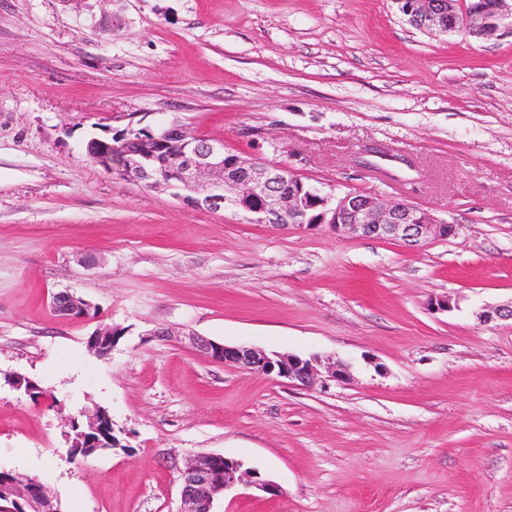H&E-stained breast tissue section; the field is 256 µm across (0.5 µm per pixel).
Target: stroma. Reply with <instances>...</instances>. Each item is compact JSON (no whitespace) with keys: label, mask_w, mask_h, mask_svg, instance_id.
Masks as SVG:
<instances>
[{"label":"stroma","mask_w":512,"mask_h":512,"mask_svg":"<svg viewBox=\"0 0 512 512\" xmlns=\"http://www.w3.org/2000/svg\"><path fill=\"white\" fill-rule=\"evenodd\" d=\"M116 112L456 231L412 251L194 208L88 157ZM61 291L90 317L56 315ZM509 301L512 32L431 35L396 0H0V470L62 512H178L197 453L280 488L217 512H512V324L478 318ZM184 333L354 379L301 389ZM97 406L121 445L70 460L69 420Z\"/></svg>","instance_id":"stroma-1"}]
</instances>
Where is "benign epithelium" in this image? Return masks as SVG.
Returning a JSON list of instances; mask_svg holds the SVG:
<instances>
[{
  "mask_svg": "<svg viewBox=\"0 0 512 512\" xmlns=\"http://www.w3.org/2000/svg\"><path fill=\"white\" fill-rule=\"evenodd\" d=\"M407 24L424 32L443 35L464 33L478 39H491L503 28L512 29V0L485 3L465 0H396ZM133 123L112 135L109 150L98 151L103 141L89 140L88 155L106 170L151 187L177 190L176 196L188 204L213 212L232 211L275 228L313 230L326 226L336 235L395 240L410 249L429 241L447 238L455 226L437 220L428 210L402 200H385L377 195L341 196L325 187L301 180H288L279 167L257 158L229 157L220 138L191 137L175 120H162L151 137H132ZM55 312L68 320L89 315L91 305L69 293L54 297ZM480 321H512V303L479 314ZM191 347L205 358L253 374H274L288 383L309 387L316 382L346 383L351 380L350 365L333 357L302 358L290 353H268L249 346H227L199 336H186ZM117 337L111 327L90 337L91 349L110 354ZM86 420L76 427L82 435L69 448L70 457L88 456L110 419L102 409L85 413ZM180 474L179 512H214L219 495L240 486L272 496L278 486L243 461L221 454L200 453L185 459ZM16 504L33 498H51L36 480L12 487Z\"/></svg>",
  "mask_w": 512,
  "mask_h": 512,
  "instance_id": "benign-epithelium-1",
  "label": "benign epithelium"
}]
</instances>
